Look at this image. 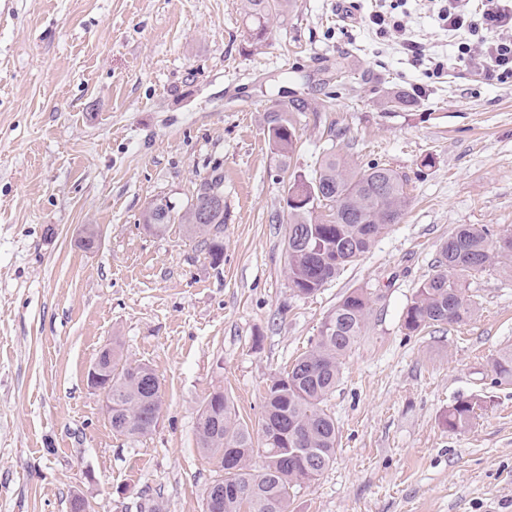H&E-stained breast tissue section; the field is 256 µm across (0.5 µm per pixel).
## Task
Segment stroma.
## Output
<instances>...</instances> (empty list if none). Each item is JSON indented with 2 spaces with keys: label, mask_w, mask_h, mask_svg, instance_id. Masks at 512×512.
Wrapping results in <instances>:
<instances>
[{
  "label": "stroma",
  "mask_w": 512,
  "mask_h": 512,
  "mask_svg": "<svg viewBox=\"0 0 512 512\" xmlns=\"http://www.w3.org/2000/svg\"><path fill=\"white\" fill-rule=\"evenodd\" d=\"M448 74L428 79L338 0H298L253 45L244 0H0V512H203L196 443L213 390L259 429L265 389L314 345L348 290L375 298L326 405L332 465L290 512H512V278L467 281L477 315L412 336L403 314L457 226L512 233V87L473 82L423 0H400ZM421 89L391 111L385 91ZM302 97L289 173L323 151L407 174L403 218L318 292L288 283L287 210L269 109ZM432 166H423L424 158ZM224 176V257L142 215ZM96 226L101 246L81 243ZM158 373V426H109L86 371L104 346ZM484 398L470 427L444 419ZM493 382L512 383V348L497 353L491 361ZM477 398L461 399L448 408L445 423L449 431L457 432L466 429L474 418L476 407L481 406Z\"/></svg>",
  "instance_id": "1"
}]
</instances>
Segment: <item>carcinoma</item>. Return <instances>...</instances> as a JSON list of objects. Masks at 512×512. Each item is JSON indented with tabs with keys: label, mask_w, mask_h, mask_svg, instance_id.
Here are the masks:
<instances>
[{
	"label": "carcinoma",
	"mask_w": 512,
	"mask_h": 512,
	"mask_svg": "<svg viewBox=\"0 0 512 512\" xmlns=\"http://www.w3.org/2000/svg\"><path fill=\"white\" fill-rule=\"evenodd\" d=\"M296 6V0H245V17L250 38L265 40L269 27L279 15ZM304 98L288 101L268 111L267 139L271 152L287 165L296 147L292 112H313ZM407 175L368 162L352 165L334 153H327L311 177L291 175L284 189L301 188L305 199L285 201L288 231L305 229L315 250L294 236H288V280L293 290L310 295L336 278L341 267L368 253L376 239L397 223L409 205ZM320 192L329 204L314 205L311 197ZM224 193V175L216 170L203 178L190 202L178 210L165 198L155 200L142 215L143 223L163 234L179 223L185 233L199 239L211 262L224 256V210L209 213L206 229L194 223L196 209L209 197ZM495 264L512 274V234L489 243V231L477 224H465L440 246L435 271L417 291L406 309L403 326L407 334L418 335L438 325H462L476 314L465 294L466 277ZM371 293L355 288L347 292L330 311L314 346L296 359L288 371L274 378L264 396L260 438L254 439L248 425L239 421L231 399L215 390L204 400L196 423L197 445L219 464L223 482L238 486L244 496L224 505L222 512H288L291 492L297 486L318 479L333 463L339 442L336 419L324 402L341 381L343 360L358 342L371 311ZM493 382L512 383V348L497 353L491 361ZM147 364L124 363L112 377V431L129 438L149 434L156 407L145 398L140 375ZM481 401L461 399L448 407V430L466 429ZM288 433V440L279 435ZM235 453L233 469L224 468V457ZM262 459L260 469L251 466Z\"/></svg>",
	"instance_id": "obj_1"
}]
</instances>
